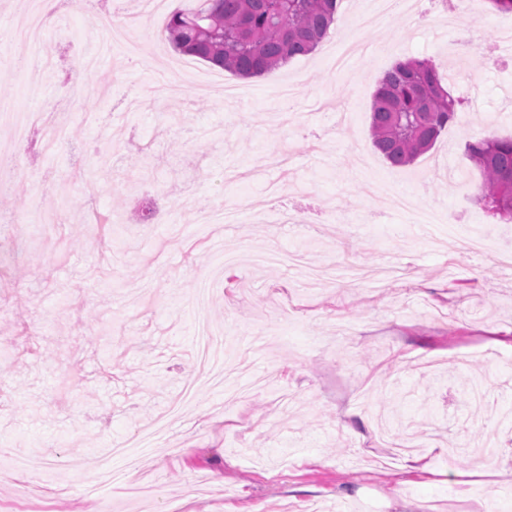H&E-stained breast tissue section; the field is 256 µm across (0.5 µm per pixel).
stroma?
Listing matches in <instances>:
<instances>
[{
    "mask_svg": "<svg viewBox=\"0 0 512 512\" xmlns=\"http://www.w3.org/2000/svg\"><path fill=\"white\" fill-rule=\"evenodd\" d=\"M420 21L386 16L370 30L365 0H342L337 24L357 50L344 69L334 43L265 74L240 78L169 44L141 67L113 48L85 14L48 30L38 71L18 31L31 5L0 6V67L9 109L55 105L76 137L48 156L23 143L1 194L20 222L17 264L0 272V448L25 458L30 477L0 465V512H448L480 498L512 512V272L491 255L454 251L449 235L477 230L512 243V223L472 201L481 180L466 139L512 137V60H490L512 15L489 0L447 13L427 0ZM95 60L85 84L67 64ZM454 64L449 86L460 121L406 167L391 166L370 138L377 82L398 60ZM292 83L300 113L285 111ZM145 170L137 204L159 210L132 231L112 227L101 248L84 221L87 179L99 210L126 198L124 176ZM400 178L452 224L415 223L361 184ZM68 205L55 210L58 196ZM229 205L250 221L198 224L190 200ZM57 211L46 226L32 213ZM300 251L329 269L321 289L303 268L224 269L206 313L190 292L211 276L220 249ZM222 333L245 401L224 405L223 382L201 385V328ZM488 380L468 404L472 375ZM181 404L162 444L111 457L116 444ZM413 440L423 460L382 455L378 423ZM495 436V464L473 448ZM150 491L117 483L90 490L103 457Z\"/></svg>",
    "mask_w": 512,
    "mask_h": 512,
    "instance_id": "35a3bbf8",
    "label": "stroma"
}]
</instances>
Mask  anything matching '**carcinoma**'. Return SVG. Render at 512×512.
Listing matches in <instances>:
<instances>
[{
  "label": "carcinoma",
  "mask_w": 512,
  "mask_h": 512,
  "mask_svg": "<svg viewBox=\"0 0 512 512\" xmlns=\"http://www.w3.org/2000/svg\"><path fill=\"white\" fill-rule=\"evenodd\" d=\"M339 0H195L173 12V48L240 77L262 75L311 53L334 24ZM462 102L430 59L397 61L377 83L371 107L374 147L393 166H407L457 122ZM482 180L472 198L494 221L512 222V137L465 141Z\"/></svg>",
  "instance_id": "cac0c4a2"
}]
</instances>
